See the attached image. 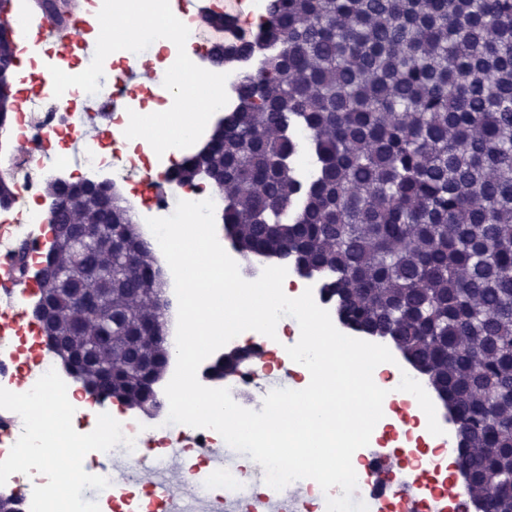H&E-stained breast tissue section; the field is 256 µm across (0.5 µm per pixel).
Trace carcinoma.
Wrapping results in <instances>:
<instances>
[{
    "label": "carcinoma",
    "mask_w": 512,
    "mask_h": 512,
    "mask_svg": "<svg viewBox=\"0 0 512 512\" xmlns=\"http://www.w3.org/2000/svg\"><path fill=\"white\" fill-rule=\"evenodd\" d=\"M35 5L64 25L74 8ZM215 57L255 66L174 176L220 190L243 256L321 277L345 324L423 372L457 423L468 498L512 512V0H267L257 37ZM303 148L307 173L292 162ZM47 200L42 331L109 357L108 379L97 360L76 373L88 392L139 405L170 360L151 245L110 182L56 181Z\"/></svg>",
    "instance_id": "cac0c4a2"
}]
</instances>
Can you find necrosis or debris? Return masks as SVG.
<instances>
[{"instance_id": "obj_1", "label": "necrosis or debris", "mask_w": 512, "mask_h": 512, "mask_svg": "<svg viewBox=\"0 0 512 512\" xmlns=\"http://www.w3.org/2000/svg\"><path fill=\"white\" fill-rule=\"evenodd\" d=\"M43 19L28 6H20L15 21L17 45L27 58V67L19 80L12 132L16 139L30 147L19 158L0 156V176L9 177L13 200L0 208V228L15 240H35L29 251L31 263L44 258L41 241L46 234L49 215L39 209V196L45 170L55 164L76 167L86 173L117 170L130 183L134 198L131 206L138 222L150 217L172 214V201L213 199L216 210H223L221 194L211 193L206 186L181 185L171 177L173 151L156 155L148 142L130 145L121 142L122 107H115V97H122L123 107L142 108L144 102L168 106L173 102L170 91L146 87L141 97L130 95L124 81L127 64L134 54L120 50L104 61L100 89L89 94L72 87L55 96L47 80V69L62 61L69 74L84 71L92 58L80 43L59 50L42 34ZM97 105L106 122V132L97 140L73 152V131L80 122L86 103ZM57 136L59 149L49 154L50 136ZM296 328L288 320H280L275 338L254 331L243 332L226 345L227 350L254 342L270 355L262 369L244 365L235 375L208 380L211 388L229 389L234 401L249 407L257 374L268 376L269 389H276L273 374L292 365L297 377L296 389L307 386L308 370L292 364L286 349L294 345ZM377 386L385 389L383 418L375 426L366 447L355 451L352 464L357 474V487H374L378 479L373 464L375 455L383 452L401 456L402 469L427 470L428 477L415 491L419 512H465L463 504L447 499L448 448L455 439V427L447 410L434 398L423 376L404 359L377 366L373 372ZM52 398L70 418L59 428L44 431L31 426H0V492L18 498L22 512H71L75 503L70 490L56 495L46 493L51 481L50 461L63 457L77 481L88 493L93 512H158L157 500L150 485L133 478L116 486L111 471L103 464L107 450L118 445L131 468L161 465L169 448L179 446L184 458L186 478L202 476L196 487L198 499L207 512H227L230 501L250 503L260 500L262 479L254 478L257 464L237 458L232 469L212 466L209 449L220 447L224 440L215 430L168 424L164 419H146L139 414L111 408L103 402L84 399L74 376H62L51 352L43 346L38 323L28 320L20 301L0 306V412L17 416L23 403H36Z\"/></svg>"}]
</instances>
